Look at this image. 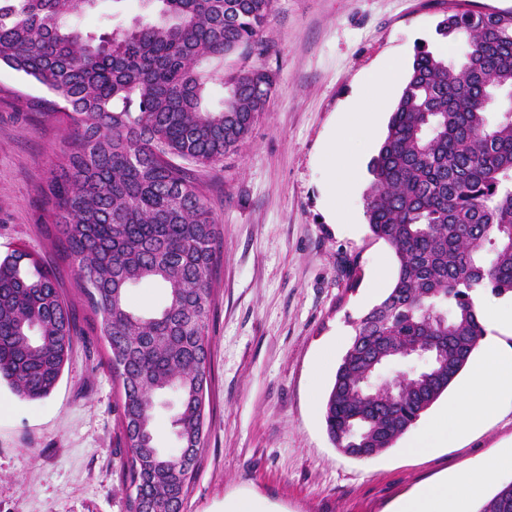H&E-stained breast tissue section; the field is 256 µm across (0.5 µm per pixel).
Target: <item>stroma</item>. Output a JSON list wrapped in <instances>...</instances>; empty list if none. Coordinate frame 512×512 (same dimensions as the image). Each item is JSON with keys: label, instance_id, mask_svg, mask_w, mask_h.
<instances>
[{"label": "stroma", "instance_id": "obj_1", "mask_svg": "<svg viewBox=\"0 0 512 512\" xmlns=\"http://www.w3.org/2000/svg\"><path fill=\"white\" fill-rule=\"evenodd\" d=\"M444 9L443 0H275L248 60L225 58V78L248 64L271 69L276 84L237 151L194 170L221 237L207 434L183 512H224L237 499L267 512H392L403 495L512 448L511 400L459 436L433 428L448 403L440 398L392 448L366 460L335 448L324 421L350 321L395 279L393 255L370 238L364 208L389 115L378 113L372 138L344 141L345 113L356 101L373 109L368 79L390 65L400 96L418 47L459 60L465 41L436 32ZM145 13L143 0H99L81 24L100 34ZM45 93L0 66V253L23 245L57 268L77 335L49 396L23 400L0 383V512H126L120 388L39 194L71 140L64 123L17 104ZM331 146L360 168L337 197L326 192ZM417 442L429 452L408 454Z\"/></svg>", "mask_w": 512, "mask_h": 512}]
</instances>
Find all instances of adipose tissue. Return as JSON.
Returning a JSON list of instances; mask_svg holds the SVG:
<instances>
[{
  "instance_id": "obj_1",
  "label": "adipose tissue",
  "mask_w": 512,
  "mask_h": 512,
  "mask_svg": "<svg viewBox=\"0 0 512 512\" xmlns=\"http://www.w3.org/2000/svg\"><path fill=\"white\" fill-rule=\"evenodd\" d=\"M473 301L485 329L482 355L443 413L456 421L463 434L483 426L493 404L512 399V346L502 340L503 335L512 334V309H486L479 293ZM509 466L512 451L496 454L476 470L451 474L404 497L396 512H462L464 501L479 496L496 471Z\"/></svg>"
}]
</instances>
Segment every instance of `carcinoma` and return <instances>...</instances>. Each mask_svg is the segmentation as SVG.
<instances>
[{
    "label": "carcinoma",
    "instance_id": "1",
    "mask_svg": "<svg viewBox=\"0 0 512 512\" xmlns=\"http://www.w3.org/2000/svg\"><path fill=\"white\" fill-rule=\"evenodd\" d=\"M96 0H0V64L53 98L22 106L67 123L75 146L42 190L60 226L65 258L123 390L128 512H177L200 463L210 384L208 320L219 225L183 163L216 165L237 149L266 108L274 77L240 70L222 107L203 106L224 84V58L252 46L274 0H143L150 15L94 35L78 19ZM437 31L467 37L452 63L419 47L369 165L370 238L396 265L393 287L351 322L350 345L324 407L344 454L368 459L390 447L467 367L484 328L472 293L512 295V11L482 12L448 0ZM163 285L164 308L145 316L130 288ZM76 327L57 273L25 246L0 257V380L24 400L48 396L69 359ZM372 337L366 355L358 337ZM398 375L364 380L418 352ZM178 396L179 443L156 440L161 397ZM367 421L364 442L346 439ZM478 512H512V483Z\"/></svg>",
    "mask_w": 512,
    "mask_h": 512
}]
</instances>
